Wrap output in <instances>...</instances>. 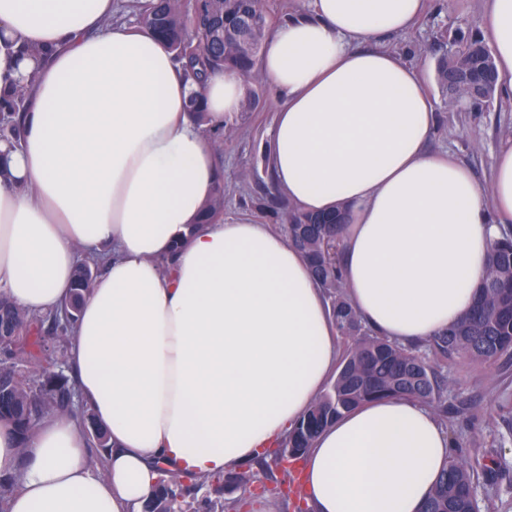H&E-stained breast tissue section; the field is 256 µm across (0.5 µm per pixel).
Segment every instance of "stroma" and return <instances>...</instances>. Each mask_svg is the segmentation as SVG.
<instances>
[{"instance_id": "35a3bbf8", "label": "stroma", "mask_w": 512, "mask_h": 512, "mask_svg": "<svg viewBox=\"0 0 512 512\" xmlns=\"http://www.w3.org/2000/svg\"><path fill=\"white\" fill-rule=\"evenodd\" d=\"M486 0H427L421 22L404 37H389V48L408 52L418 64L436 101V124L427 143L429 152L454 154L483 188H490L495 156L501 145L512 142V100L495 96L488 104L461 106L443 96L435 81V65L455 29L480 20ZM255 111L237 118L236 127L224 134L220 155L224 182V217L248 218L281 232L279 220L260 209L256 201L275 194L262 158L271 140L277 100L268 84L258 89ZM448 406L467 402L480 419L472 430L456 417L446 426L470 450L476 469L489 461L499 468L493 482H480L477 494L481 512H512V353L491 364L464 359L448 362Z\"/></svg>"}]
</instances>
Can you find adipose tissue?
<instances>
[{
  "label": "adipose tissue",
  "mask_w": 512,
  "mask_h": 512,
  "mask_svg": "<svg viewBox=\"0 0 512 512\" xmlns=\"http://www.w3.org/2000/svg\"><path fill=\"white\" fill-rule=\"evenodd\" d=\"M426 0H308L267 41L277 107L270 163L296 209H346V298L380 336L411 345L473 305L512 223V143L491 194L426 144L436 107L421 72L379 41ZM501 96L512 98V0H487ZM118 0H0V99L31 79L18 146L0 142V294L43 315L70 296L78 259L104 265L68 335L67 362L110 437L86 463L70 415L26 449L0 428V474L28 463L0 512H142L164 472L236 473L279 443L339 359L329 302L302 253L268 225L205 223L221 175L210 133L241 110L244 81L212 73L203 120L162 39L116 20ZM427 404L344 413L302 461L310 512H421L449 460Z\"/></svg>",
  "instance_id": "1"
}]
</instances>
